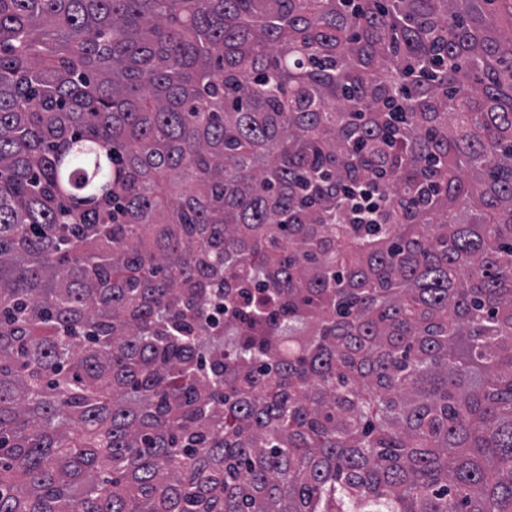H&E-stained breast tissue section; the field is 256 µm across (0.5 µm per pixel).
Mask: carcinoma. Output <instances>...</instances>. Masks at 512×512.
<instances>
[{"mask_svg":"<svg viewBox=\"0 0 512 512\" xmlns=\"http://www.w3.org/2000/svg\"><path fill=\"white\" fill-rule=\"evenodd\" d=\"M0 512H512V0H0Z\"/></svg>","mask_w":512,"mask_h":512,"instance_id":"carcinoma-1","label":"carcinoma"}]
</instances>
